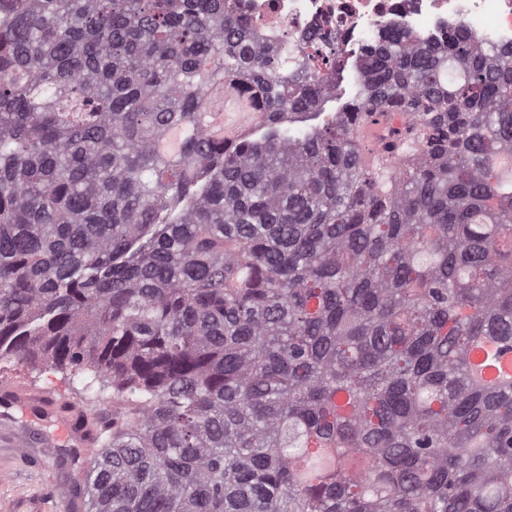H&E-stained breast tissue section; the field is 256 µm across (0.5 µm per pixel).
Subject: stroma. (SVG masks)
<instances>
[{"label":"stroma","instance_id":"1","mask_svg":"<svg viewBox=\"0 0 512 512\" xmlns=\"http://www.w3.org/2000/svg\"><path fill=\"white\" fill-rule=\"evenodd\" d=\"M66 396L69 382L61 373L36 371L13 361L0 363V390H25ZM29 435L27 447L12 441ZM61 428L15 412L0 418V512H73L81 477L66 460Z\"/></svg>","mask_w":512,"mask_h":512}]
</instances>
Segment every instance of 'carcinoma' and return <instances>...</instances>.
<instances>
[{
  "mask_svg": "<svg viewBox=\"0 0 512 512\" xmlns=\"http://www.w3.org/2000/svg\"><path fill=\"white\" fill-rule=\"evenodd\" d=\"M348 57L236 0H0V361L80 381V512H512V48L394 27L289 135Z\"/></svg>",
  "mask_w": 512,
  "mask_h": 512,
  "instance_id": "obj_1",
  "label": "carcinoma"
}]
</instances>
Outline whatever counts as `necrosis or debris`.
<instances>
[{
	"mask_svg": "<svg viewBox=\"0 0 512 512\" xmlns=\"http://www.w3.org/2000/svg\"><path fill=\"white\" fill-rule=\"evenodd\" d=\"M239 6L264 33L308 52L310 36L326 29L356 51L396 25L439 42L463 24L483 46L512 45V0H239Z\"/></svg>",
	"mask_w": 512,
	"mask_h": 512,
	"instance_id": "4bbe7bcc",
	"label": "necrosis or debris"
}]
</instances>
